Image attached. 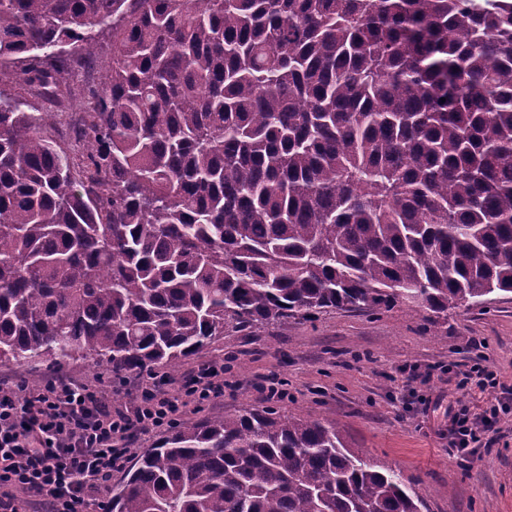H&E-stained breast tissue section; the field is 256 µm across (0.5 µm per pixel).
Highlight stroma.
Wrapping results in <instances>:
<instances>
[{"mask_svg":"<svg viewBox=\"0 0 512 512\" xmlns=\"http://www.w3.org/2000/svg\"><path fill=\"white\" fill-rule=\"evenodd\" d=\"M433 318L429 310L398 305L377 314L328 311L251 335L228 329L177 369L158 365L140 373L136 386L111 382L106 367L82 360L0 365V378L35 387L58 372L108 382L119 408L139 387L151 386L152 376L177 388L201 364H217L224 368L223 396L178 415L179 423L267 406L286 416L335 421L367 460L401 469L424 498V512H512V399L497 389H459L446 375L448 367L479 361L512 386V295L449 310L435 336L429 331ZM273 381L282 395L271 399L265 389ZM465 405L475 412L496 407L498 418L463 470L448 444L444 411Z\"/></svg>","mask_w":512,"mask_h":512,"instance_id":"1","label":"stroma"}]
</instances>
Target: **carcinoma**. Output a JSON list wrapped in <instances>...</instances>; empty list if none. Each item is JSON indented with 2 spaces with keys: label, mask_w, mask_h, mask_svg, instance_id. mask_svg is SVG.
Here are the masks:
<instances>
[{
  "label": "carcinoma",
  "mask_w": 512,
  "mask_h": 512,
  "mask_svg": "<svg viewBox=\"0 0 512 512\" xmlns=\"http://www.w3.org/2000/svg\"><path fill=\"white\" fill-rule=\"evenodd\" d=\"M499 293L512 0H0V363L118 377L228 326ZM424 507L336 423L266 407L164 436L108 512Z\"/></svg>",
  "instance_id": "1"
}]
</instances>
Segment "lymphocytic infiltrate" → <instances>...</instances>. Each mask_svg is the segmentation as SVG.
Returning <instances> with one entry per match:
<instances>
[{
  "instance_id": "obj_1",
  "label": "lymphocytic infiltrate",
  "mask_w": 512,
  "mask_h": 512,
  "mask_svg": "<svg viewBox=\"0 0 512 512\" xmlns=\"http://www.w3.org/2000/svg\"><path fill=\"white\" fill-rule=\"evenodd\" d=\"M224 393V369L199 367L178 390L159 388L113 408L99 385L59 378L13 388L0 381V512L28 499L37 512H86L134 453L135 432L173 424L192 402ZM486 417L462 408L448 417L461 457L481 441Z\"/></svg>"
}]
</instances>
